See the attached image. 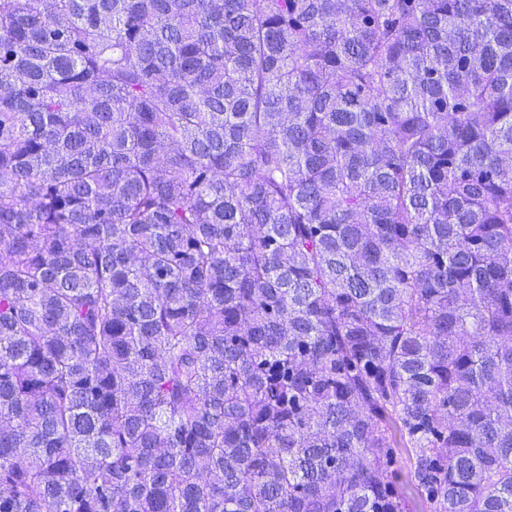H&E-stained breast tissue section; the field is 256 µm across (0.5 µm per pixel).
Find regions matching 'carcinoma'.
<instances>
[{
  "label": "carcinoma",
  "mask_w": 512,
  "mask_h": 512,
  "mask_svg": "<svg viewBox=\"0 0 512 512\" xmlns=\"http://www.w3.org/2000/svg\"><path fill=\"white\" fill-rule=\"evenodd\" d=\"M512 512V0H0V512Z\"/></svg>",
  "instance_id": "obj_1"
}]
</instances>
